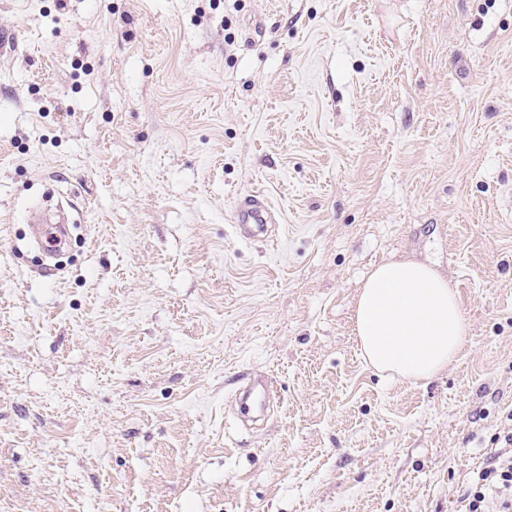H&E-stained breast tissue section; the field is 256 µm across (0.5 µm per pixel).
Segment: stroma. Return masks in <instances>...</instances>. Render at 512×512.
Masks as SVG:
<instances>
[{
  "instance_id": "obj_1",
  "label": "stroma",
  "mask_w": 512,
  "mask_h": 512,
  "mask_svg": "<svg viewBox=\"0 0 512 512\" xmlns=\"http://www.w3.org/2000/svg\"><path fill=\"white\" fill-rule=\"evenodd\" d=\"M2 33L0 512H458L512 410V0H0ZM253 191L276 241L234 235ZM403 257L470 324L429 380L353 332ZM274 395L273 386L266 376H252L249 378L248 390L243 395H236L234 403H240L243 410L261 409L265 406L269 396Z\"/></svg>"
}]
</instances>
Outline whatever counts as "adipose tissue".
I'll list each match as a JSON object with an SVG mask.
<instances>
[{"instance_id":"1","label":"adipose tissue","mask_w":512,"mask_h":512,"mask_svg":"<svg viewBox=\"0 0 512 512\" xmlns=\"http://www.w3.org/2000/svg\"><path fill=\"white\" fill-rule=\"evenodd\" d=\"M354 328L370 366L407 380H428L447 370L470 332L452 282L408 259L371 269L358 291Z\"/></svg>"}]
</instances>
